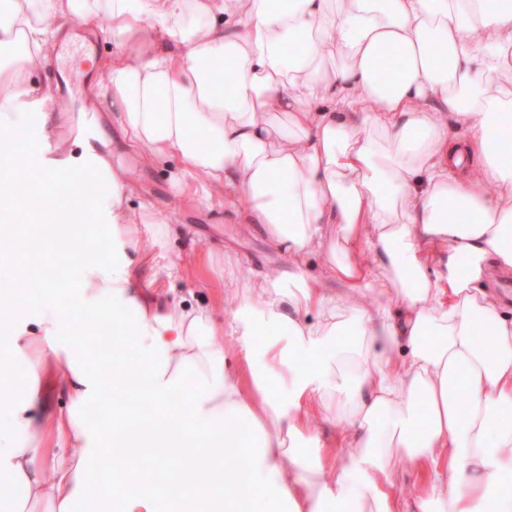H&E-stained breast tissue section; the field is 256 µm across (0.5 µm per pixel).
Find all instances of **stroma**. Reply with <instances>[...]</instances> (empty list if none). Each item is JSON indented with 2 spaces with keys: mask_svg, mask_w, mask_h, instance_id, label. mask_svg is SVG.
Instances as JSON below:
<instances>
[{
  "mask_svg": "<svg viewBox=\"0 0 512 512\" xmlns=\"http://www.w3.org/2000/svg\"><path fill=\"white\" fill-rule=\"evenodd\" d=\"M74 27L83 29L82 36H73L64 31L60 43L69 44L70 50L59 53L53 70L54 78L64 79L74 91L64 134L77 132L83 116H104L105 106L90 103L91 87L96 80L98 61L114 47L108 34L109 23L98 19L85 23L75 18ZM96 43L93 55L84 56L85 41ZM113 153L119 154L122 163L132 171L134 191L130 204L139 207L149 203L154 209L164 211L167 220L183 231L182 238L164 244H152L150 228H143V245L140 250L130 252L129 258L137 265L146 289L155 297L168 300H185L193 304L209 306L215 320L229 318L231 303L225 299L231 285L228 273L223 270L224 260L237 262L241 270L256 276L277 275L287 270V256L270 250L261 230H246L242 217L235 207L224 200L213 206L200 204L193 194L177 195L171 187V172L174 161L163 160L153 165L140 164L134 156L123 154L120 141H113ZM181 253L184 261L182 273L172 283H164L158 272L164 268L174 253ZM57 275L59 293L57 304L76 307L81 303L78 289L83 280L81 266L67 262L63 255L45 247L39 262L32 268L31 281L45 275Z\"/></svg>",
  "mask_w": 512,
  "mask_h": 512,
  "instance_id": "1",
  "label": "stroma"
}]
</instances>
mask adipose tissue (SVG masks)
Listing matches in <instances>:
<instances>
[{
  "label": "adipose tissue",
  "mask_w": 512,
  "mask_h": 512,
  "mask_svg": "<svg viewBox=\"0 0 512 512\" xmlns=\"http://www.w3.org/2000/svg\"><path fill=\"white\" fill-rule=\"evenodd\" d=\"M77 15L109 22L93 97L126 149L175 157L174 183L191 179L207 205L226 196L288 257L277 277L234 276L229 322L139 287L128 253L142 225L170 237L165 213L130 209L104 133L58 135L66 115L40 75ZM37 136L34 189L22 147ZM508 151L512 0H0V512H101L90 475L107 447L183 457L176 476L155 464L158 483L175 501L212 489L222 512H249L258 492L271 512H512V318L480 286L512 267ZM57 196L112 241L103 259L54 237L84 266L72 309L52 279L30 304L15 261L16 213ZM335 224L339 252L325 246ZM364 293L398 294L401 313L363 308ZM87 317L129 348L89 354ZM173 401L181 418L138 409ZM319 414L348 430L315 431ZM403 455L422 477L411 499Z\"/></svg>",
  "instance_id": "1"
}]
</instances>
